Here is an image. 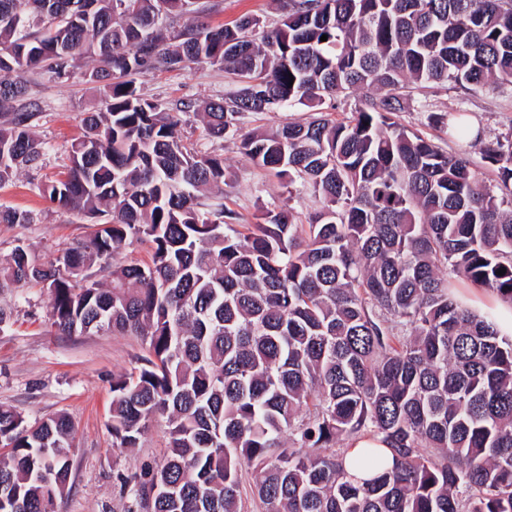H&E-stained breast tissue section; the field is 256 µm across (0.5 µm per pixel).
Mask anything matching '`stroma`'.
Returning a JSON list of instances; mask_svg holds the SVG:
<instances>
[{"label":"stroma","instance_id":"35a3bbf8","mask_svg":"<svg viewBox=\"0 0 512 512\" xmlns=\"http://www.w3.org/2000/svg\"><path fill=\"white\" fill-rule=\"evenodd\" d=\"M282 0H197L211 7L212 23H234L253 14L272 29L281 15ZM29 91L40 106L35 131L48 147L41 168L20 169L0 185V206L29 211L28 224H0V263L6 262L16 246H26L39 261L53 260L65 248L91 231L79 212L63 209L42 196L40 187L55 179L68 162L72 141L79 137L84 113L103 108L98 88L82 74L65 83L30 73ZM140 93L167 109L179 101L195 107L225 97L240 87L234 75L206 64H188L172 70H147L134 77ZM429 110L464 111L479 131L478 142L447 136L428 125L419 101H412L399 121L421 131L448 153L466 156L477 168H485L484 143L512 133V85L480 94L448 87L428 99ZM428 110V111H429ZM189 148L224 156L227 183L223 202L239 214L242 223L254 220L259 209L289 205L307 213L315 206L308 192L288 195L278 180L242 154L237 141L214 146L193 112L187 113ZM51 296L46 289L0 288V308L10 319L0 324V406L21 413L34 424L50 417L67 415L74 425L76 452L68 492L55 503L56 512H127L129 499L115 476L131 473L161 461L168 435L164 423L153 424L139 447L112 445V379L131 373L141 364L146 349L138 337L118 333L65 336L49 320Z\"/></svg>","mask_w":512,"mask_h":512}]
</instances>
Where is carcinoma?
Instances as JSON below:
<instances>
[{"mask_svg": "<svg viewBox=\"0 0 512 512\" xmlns=\"http://www.w3.org/2000/svg\"><path fill=\"white\" fill-rule=\"evenodd\" d=\"M0 0V183L39 166L46 143L23 75L102 86L69 165L42 193L98 219L53 262L17 246L0 288L50 291L67 336L126 333L148 352L112 377V447L166 423L164 458L116 479L129 512H240L243 468L265 512H512V338L454 300L449 278L512 305V134L483 147L496 178L394 120L416 94L512 84V0H288L257 33L213 26L194 0ZM188 16L176 33L160 20ZM327 40L322 42V35ZM185 63L231 69L243 87L207 103L206 135L319 207L235 224L224 157L184 144L182 114L144 99L134 75ZM361 90L338 122L321 107ZM320 109L244 130L246 115ZM429 123L458 139L461 123ZM1 224H28L0 208ZM148 258L111 262L126 246ZM506 269L502 275L500 269ZM380 439L357 480L335 447ZM0 512H55L74 427L0 407ZM314 452H308V449Z\"/></svg>", "mask_w": 512, "mask_h": 512, "instance_id": "cac0c4a2", "label": "carcinoma"}]
</instances>
